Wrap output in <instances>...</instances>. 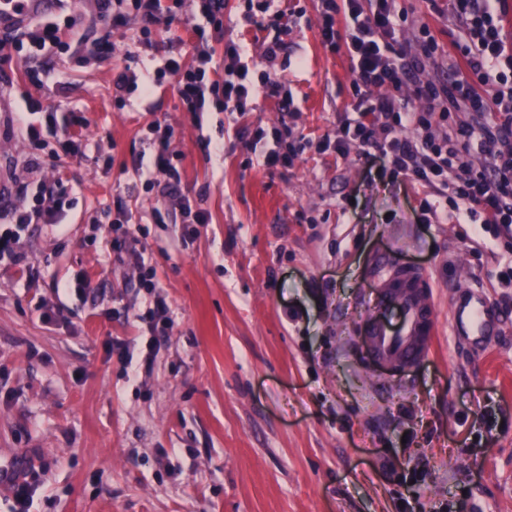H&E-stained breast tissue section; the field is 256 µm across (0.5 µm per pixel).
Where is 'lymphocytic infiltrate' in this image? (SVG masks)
Instances as JSON below:
<instances>
[{
  "mask_svg": "<svg viewBox=\"0 0 512 512\" xmlns=\"http://www.w3.org/2000/svg\"><path fill=\"white\" fill-rule=\"evenodd\" d=\"M113 26L134 22L172 25L182 0H98ZM500 0H455L454 65L468 74V84L421 81L416 77L424 59L432 56L433 38L407 48L413 23L397 0H318V28L323 45L351 61L352 102L356 117L336 140L337 156L350 148L392 174L403 175L428 188L434 196L456 205V220L476 224L495 237L512 241V38L501 24ZM205 25L185 21L192 49L191 62L166 59L151 74L133 71L116 85V102L167 79L189 112L245 114L256 97L284 104V83L271 71L284 41L279 36L282 12L276 0H260L241 13L244 25L272 31L265 44L266 69L257 70L242 42L227 36L224 0H195ZM223 51H216V44ZM491 97L479 94V87ZM423 101L416 110L401 102L403 91ZM151 157L144 177L158 193L178 199L182 221L206 224L208 212L181 193L182 177L172 162V130L160 121L148 125ZM68 191L59 187L51 202L35 198L30 209L10 214L11 229L0 232V260L24 267L20 232L31 224L60 223Z\"/></svg>",
  "mask_w": 512,
  "mask_h": 512,
  "instance_id": "obj_1",
  "label": "lymphocytic infiltrate"
}]
</instances>
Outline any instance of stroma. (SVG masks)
Returning a JSON list of instances; mask_svg holds the SVG:
<instances>
[{
    "label": "stroma",
    "instance_id": "35a3bbf8",
    "mask_svg": "<svg viewBox=\"0 0 512 512\" xmlns=\"http://www.w3.org/2000/svg\"><path fill=\"white\" fill-rule=\"evenodd\" d=\"M398 6L437 43L422 79H454L450 0ZM279 7L288 35L275 68L308 141L285 169L250 148L281 116L273 101L196 117L165 81L115 107L125 71L188 55L181 26L153 27L147 48L140 24L116 28L96 0H60L67 43L0 60V210L30 204L6 194L14 178L32 191L63 180L70 200L63 223L22 234L35 283L0 263V468L32 463L29 512H512V288L495 278L505 247L470 224L419 223L425 188L358 151L336 156L350 62L322 44L316 0ZM73 116L85 125L70 144L60 130ZM155 119L172 128L182 192L209 223H180L140 178ZM118 196L145 231L143 263L114 261L97 229ZM381 256L426 269L434 286L433 351L404 370L364 357ZM144 265L173 319L157 339ZM86 275L90 296L62 292ZM466 285L501 319L478 347L449 332ZM116 336L129 360L113 353Z\"/></svg>",
    "mask_w": 512,
    "mask_h": 512
}]
</instances>
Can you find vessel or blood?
<instances>
[{
    "label": "vessel or blood",
    "instance_id": "b4317fda",
    "mask_svg": "<svg viewBox=\"0 0 512 512\" xmlns=\"http://www.w3.org/2000/svg\"><path fill=\"white\" fill-rule=\"evenodd\" d=\"M48 0H0V28L45 12ZM372 277L377 284L373 311L363 334L368 354L403 368L423 360L431 350L436 321L425 271L377 259ZM492 303L479 292L465 289L451 302L453 336L469 344H483L499 325Z\"/></svg>",
    "mask_w": 512,
    "mask_h": 512
}]
</instances>
